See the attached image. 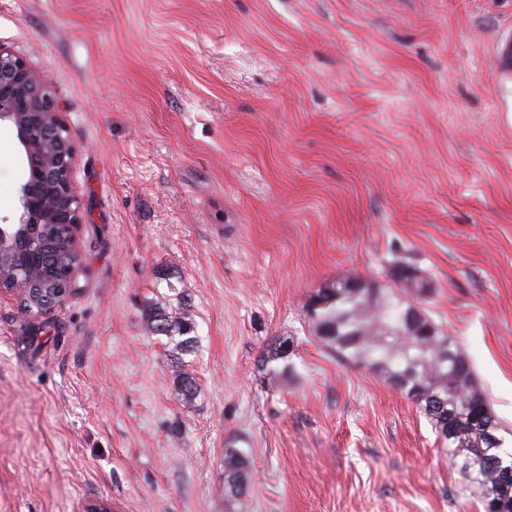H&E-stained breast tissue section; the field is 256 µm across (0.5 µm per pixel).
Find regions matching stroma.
Instances as JSON below:
<instances>
[{
  "label": "stroma",
  "instance_id": "35a3bbf8",
  "mask_svg": "<svg viewBox=\"0 0 512 512\" xmlns=\"http://www.w3.org/2000/svg\"><path fill=\"white\" fill-rule=\"evenodd\" d=\"M512 0H0L77 151L78 288L0 295V512H484L415 404L309 302L398 263L512 446ZM25 174L0 127V218ZM187 305L173 346L143 321ZM293 342L290 369L262 364ZM251 460L224 495V450Z\"/></svg>",
  "mask_w": 512,
  "mask_h": 512
}]
</instances>
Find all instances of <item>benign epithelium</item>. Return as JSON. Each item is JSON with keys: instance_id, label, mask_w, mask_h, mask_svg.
<instances>
[{"instance_id": "benign-epithelium-1", "label": "benign epithelium", "mask_w": 512, "mask_h": 512, "mask_svg": "<svg viewBox=\"0 0 512 512\" xmlns=\"http://www.w3.org/2000/svg\"><path fill=\"white\" fill-rule=\"evenodd\" d=\"M10 128L27 161L13 217L0 220V293L24 298L40 267V233L62 228L60 247L79 253L85 211L74 185L76 149L59 112L48 76L18 53L0 46V125ZM80 264L55 268L58 301L38 309L44 314L76 290Z\"/></svg>"}]
</instances>
